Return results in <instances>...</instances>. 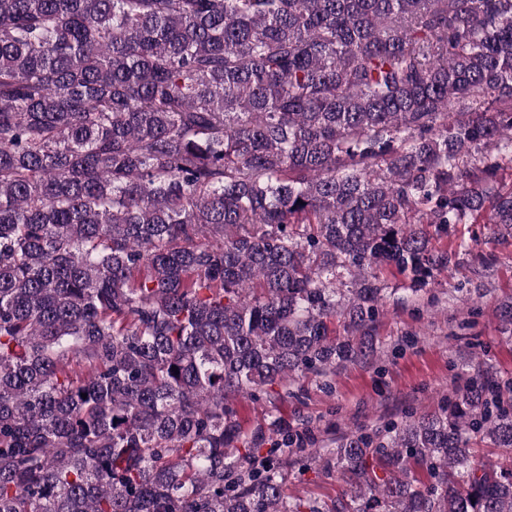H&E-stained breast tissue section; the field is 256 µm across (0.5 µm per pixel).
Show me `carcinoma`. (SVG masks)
Returning <instances> with one entry per match:
<instances>
[{"instance_id":"1","label":"carcinoma","mask_w":512,"mask_h":512,"mask_svg":"<svg viewBox=\"0 0 512 512\" xmlns=\"http://www.w3.org/2000/svg\"><path fill=\"white\" fill-rule=\"evenodd\" d=\"M491 147L512 0H0V512H512L488 381L343 435L331 507L230 402L370 357L382 270L512 229Z\"/></svg>"}]
</instances>
